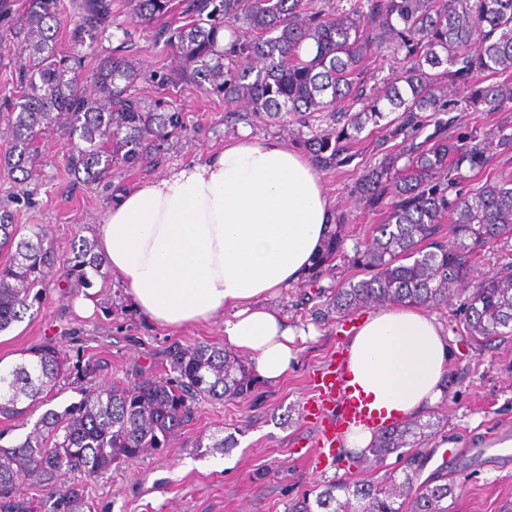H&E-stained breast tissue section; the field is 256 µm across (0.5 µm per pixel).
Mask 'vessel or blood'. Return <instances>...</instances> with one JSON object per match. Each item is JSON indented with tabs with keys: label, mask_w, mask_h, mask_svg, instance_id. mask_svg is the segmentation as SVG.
<instances>
[{
	"label": "vessel or blood",
	"mask_w": 512,
	"mask_h": 512,
	"mask_svg": "<svg viewBox=\"0 0 512 512\" xmlns=\"http://www.w3.org/2000/svg\"><path fill=\"white\" fill-rule=\"evenodd\" d=\"M310 380L314 395L306 413L315 417L319 427L318 448L313 456L315 466L333 463L345 427L359 424L376 430L384 427L383 415L371 408L366 397L350 383L344 359H330L311 374Z\"/></svg>",
	"instance_id": "1"
}]
</instances>
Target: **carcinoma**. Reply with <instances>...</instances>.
I'll return each mask as SVG.
<instances>
[{
	"label": "carcinoma",
	"mask_w": 512,
	"mask_h": 512,
	"mask_svg": "<svg viewBox=\"0 0 512 512\" xmlns=\"http://www.w3.org/2000/svg\"><path fill=\"white\" fill-rule=\"evenodd\" d=\"M340 8L325 0H126L147 28L158 27L175 55L174 86L224 98L243 112L240 121L297 125L309 136L303 145L322 169L348 166L353 145L367 127L383 141L402 139L364 167L351 193L371 209L385 206L376 233L354 245V263L365 278L331 288L329 309L347 315L362 308L407 304L438 308L464 295L458 324L474 341L512 332V262L491 276H474L473 256L486 245L512 239V179L466 187L469 174L490 163V144L512 152V125L492 133L451 131L464 109L512 112V0H347ZM114 0H72L80 35L112 23ZM181 26L158 25L173 9ZM61 0H25L21 19L19 96L5 108L8 138L0 165L29 175L35 141L59 131L71 148L68 169L89 181L118 166L158 160L161 147L183 128L182 112L165 97L148 100L136 90L143 79L138 63L120 55L103 58L82 76V56L58 48ZM228 32L229 48L219 34ZM315 51L304 55V44ZM389 52L403 65L368 95L360 76L366 59ZM328 121L329 130L320 128ZM433 132L418 143L427 127ZM468 172H463V169ZM329 231L323 252L308 274L317 283L344 253L343 225ZM448 225V239L439 236ZM0 332L41 306L49 275L60 263L49 233L19 235L18 225L0 215ZM67 272L84 286L89 273L102 275L104 259L86 239L71 245ZM169 374H140L81 392L78 401L38 415L15 444H0V512H91L85 481L149 450L168 446L190 420L200 398L222 400L253 394L257 379L235 353L214 344L174 345ZM91 360L69 366L64 353L44 344L15 364L0 368V417L29 421L49 404L63 378L96 376ZM440 421L419 417L380 431L366 464L383 462L403 448H415ZM70 482L55 488L57 478ZM416 474H391L379 483L327 484L314 500L290 512H448L455 482L446 474L414 485ZM48 486L39 504L17 493L20 483Z\"/></svg>",
	"instance_id": "obj_1"
}]
</instances>
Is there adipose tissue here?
<instances>
[{
  "mask_svg": "<svg viewBox=\"0 0 512 512\" xmlns=\"http://www.w3.org/2000/svg\"><path fill=\"white\" fill-rule=\"evenodd\" d=\"M333 219L314 163L244 128L222 150L117 195L97 237L140 314L172 330L223 317L225 348L274 383L308 331L268 300L308 274ZM453 351L435 315L391 305L360 321L346 369L372 408L402 421L440 403Z\"/></svg>",
  "mask_w": 512,
  "mask_h": 512,
  "instance_id": "obj_1",
  "label": "adipose tissue"
}]
</instances>
